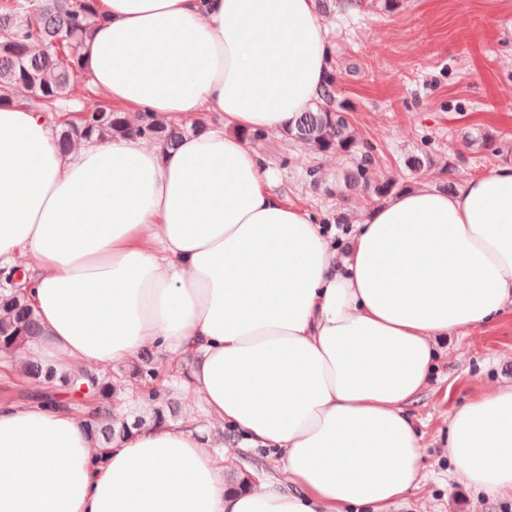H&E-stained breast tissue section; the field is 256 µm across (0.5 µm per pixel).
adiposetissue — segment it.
I'll return each mask as SVG.
<instances>
[{
    "instance_id": "obj_1",
    "label": "adipose tissue",
    "mask_w": 512,
    "mask_h": 512,
    "mask_svg": "<svg viewBox=\"0 0 512 512\" xmlns=\"http://www.w3.org/2000/svg\"><path fill=\"white\" fill-rule=\"evenodd\" d=\"M82 75L135 118L186 126L60 151L41 105L0 107V272L43 328L27 357L96 372L187 359L209 417L281 453L238 490L188 422L115 443L65 405L0 403V512H387L422 479L407 406L435 337L512 304V164L376 207L338 254L243 137L287 129L328 80L312 0H97ZM451 477L512 496V387L448 421Z\"/></svg>"
}]
</instances>
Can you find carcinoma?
Wrapping results in <instances>:
<instances>
[{
    "mask_svg": "<svg viewBox=\"0 0 512 512\" xmlns=\"http://www.w3.org/2000/svg\"><path fill=\"white\" fill-rule=\"evenodd\" d=\"M95 2L3 0L0 3V103L22 88L42 103L45 111L56 113L61 102L79 96L77 81L83 70L80 49L100 19ZM334 93L332 77L320 105L300 113L295 124L285 131L286 136L316 154L340 153L349 157L356 164L355 178L365 182L379 198L391 195L396 189L393 181L368 182L367 173L374 159L352 133L346 113L332 108ZM80 111L84 113L81 125L65 123L57 136V146L63 151L74 141L94 134L104 138L136 132L166 147L176 146L183 136L182 129L162 123H142L135 127L126 113L97 102L81 101ZM474 143L492 157L500 155L496 139L487 133L470 137L469 144ZM40 333L25 296L12 287L0 290V353L11 356ZM25 377L40 386L38 399L50 407L57 403L53 389L63 386L75 394L81 385H87L93 411L85 420V427L96 442L109 444L130 432L131 426L125 420L112 415L116 388L111 381L93 376L84 383L78 376L58 373L46 362L27 364Z\"/></svg>",
    "mask_w": 512,
    "mask_h": 512,
    "instance_id": "carcinoma-1",
    "label": "carcinoma"
}]
</instances>
